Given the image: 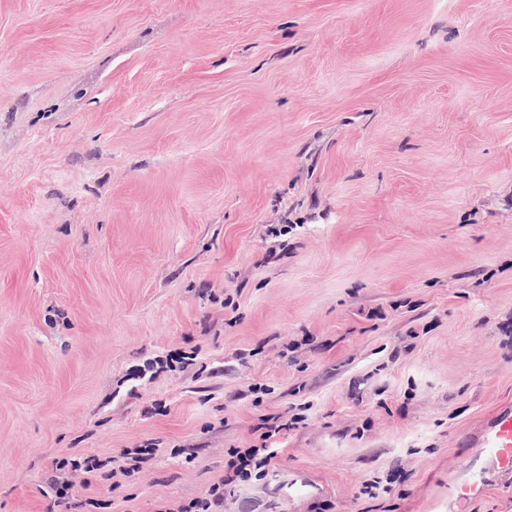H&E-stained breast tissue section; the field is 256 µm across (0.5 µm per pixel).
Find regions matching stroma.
Returning <instances> with one entry per match:
<instances>
[{
    "instance_id": "stroma-1",
    "label": "stroma",
    "mask_w": 512,
    "mask_h": 512,
    "mask_svg": "<svg viewBox=\"0 0 512 512\" xmlns=\"http://www.w3.org/2000/svg\"><path fill=\"white\" fill-rule=\"evenodd\" d=\"M506 402L512 0H0V512H169L274 421L224 512H447Z\"/></svg>"
}]
</instances>
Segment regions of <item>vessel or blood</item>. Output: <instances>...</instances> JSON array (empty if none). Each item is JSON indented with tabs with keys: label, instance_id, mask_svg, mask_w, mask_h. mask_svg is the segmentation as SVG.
Returning a JSON list of instances; mask_svg holds the SVG:
<instances>
[{
	"label": "vessel or blood",
	"instance_id": "obj_1",
	"mask_svg": "<svg viewBox=\"0 0 512 512\" xmlns=\"http://www.w3.org/2000/svg\"><path fill=\"white\" fill-rule=\"evenodd\" d=\"M459 442L465 453L448 472V512H468L494 484H512V405H501Z\"/></svg>",
	"mask_w": 512,
	"mask_h": 512
}]
</instances>
